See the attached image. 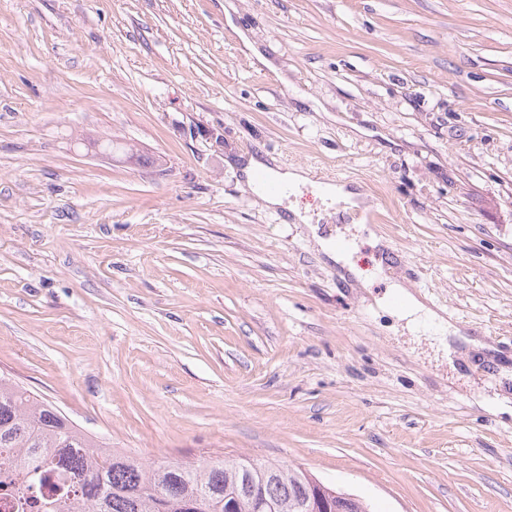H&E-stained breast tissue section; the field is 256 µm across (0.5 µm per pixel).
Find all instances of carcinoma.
<instances>
[{
	"instance_id": "obj_1",
	"label": "carcinoma",
	"mask_w": 512,
	"mask_h": 512,
	"mask_svg": "<svg viewBox=\"0 0 512 512\" xmlns=\"http://www.w3.org/2000/svg\"><path fill=\"white\" fill-rule=\"evenodd\" d=\"M243 460L145 463L110 448L50 404L0 376V490L17 493L16 512H224V493L239 492L237 512H256L241 490ZM276 512H370L286 463L252 471Z\"/></svg>"
}]
</instances>
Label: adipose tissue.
Instances as JSON below:
<instances>
[{
  "label": "adipose tissue",
  "mask_w": 512,
  "mask_h": 512,
  "mask_svg": "<svg viewBox=\"0 0 512 512\" xmlns=\"http://www.w3.org/2000/svg\"><path fill=\"white\" fill-rule=\"evenodd\" d=\"M241 172L247 182L253 183L256 195L270 207H280L284 204L283 197L267 192L262 186L256 185L258 173H265L268 179L291 188L311 183L312 178L307 170L297 168H280L270 165L266 160L251 156L241 163ZM380 309L389 311L399 319L405 320L409 331L417 332L423 328H434L435 332L443 335L442 349H449L450 339L460 337V329L449 322L444 316L428 308L400 281H393L389 291L378 300Z\"/></svg>",
  "instance_id": "obj_1"
}]
</instances>
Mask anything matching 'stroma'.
<instances>
[{"label":"stroma","instance_id":"35a3bbf8","mask_svg":"<svg viewBox=\"0 0 512 512\" xmlns=\"http://www.w3.org/2000/svg\"><path fill=\"white\" fill-rule=\"evenodd\" d=\"M249 155L362 203L293 223ZM0 375L148 463L512 512V0H0ZM380 309L389 311L399 319L406 321L410 332H418L422 328L434 327L440 333L439 343L446 352L450 348L446 338L462 339L470 349H484L486 345L480 340L462 336L460 329L449 322L444 316L428 308L419 300L402 282L395 280L391 283L389 291L377 301ZM448 335V336H447Z\"/></svg>","mask_w":512,"mask_h":512}]
</instances>
